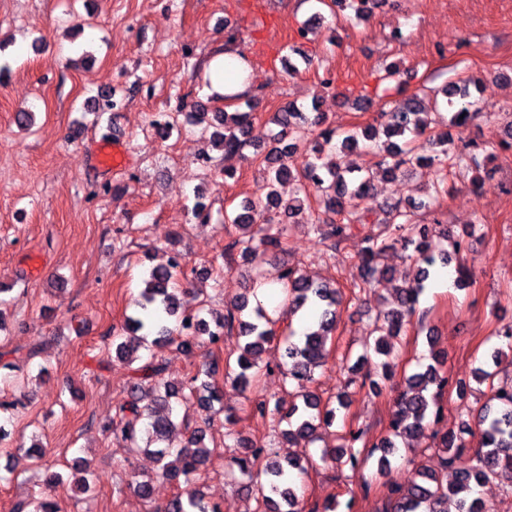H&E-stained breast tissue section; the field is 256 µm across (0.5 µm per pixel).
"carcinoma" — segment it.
I'll return each mask as SVG.
<instances>
[{
	"label": "carcinoma",
	"instance_id": "carcinoma-1",
	"mask_svg": "<svg viewBox=\"0 0 512 512\" xmlns=\"http://www.w3.org/2000/svg\"><path fill=\"white\" fill-rule=\"evenodd\" d=\"M381 2L383 0H331V5L342 10L350 7L360 17L367 11V5ZM441 93L444 100L434 101L429 113L422 110L420 99L413 95L387 111H380V121L355 129L342 138L341 153L359 148L362 139L383 152L378 171L365 174L335 159L324 160L325 146L331 143L335 130L326 126L325 113L317 111L316 105H311L309 110L291 103L278 108L270 120L277 127L273 135L276 146L263 157L267 176L260 197L232 211H224V223L238 231L224 246V252L236 251L257 268L267 252L282 251L286 246V229L273 234L270 225L282 224L294 217L311 195L315 196L323 213V219L313 225V231L331 251L337 250L357 226L370 222L383 225L379 233L363 237L357 253L362 287H371L385 278L387 269L380 261L387 251L398 244L405 249L413 248L408 259L413 263L414 274L397 288V307L375 317V331L379 333L374 346L378 372L362 381L363 389H375L380 381L392 376L394 365L390 358L394 345L391 339L400 336L411 324L419 296L431 273L448 264V255L439 248L438 239L443 235L441 222L437 219L431 224L413 222L414 211L423 204L400 201L383 210L384 218L370 220V209L364 203L370 198L374 179L378 176L394 178L424 163L433 166L437 177L427 197L428 202L434 204L448 194L449 169L464 164L479 173L493 160V155H482L469 144H454L446 131L433 137L432 155H412L408 136L421 134L433 124L461 128L472 113L482 111L467 82L447 85ZM226 99L237 102L235 111L210 112L200 105L189 114V120L218 145L223 156H242L250 147L245 134L251 124L255 96L246 91L228 95ZM300 149L309 152V162L303 171L297 172L285 159ZM286 181L299 183V194L292 202L283 201L279 191V186ZM182 276L184 262L179 253L171 254L167 263L152 268L135 299L137 315L126 317L122 333L112 335L116 357L133 368L128 383L130 399L116 408L112 423L105 429L131 448L153 455L157 462L155 476L180 488L165 512H220L218 505L205 502L194 487L213 453L206 444L205 431L196 428L191 432L188 438V444L193 446L191 452L170 444V435L176 429L174 405H195L205 413L207 422L223 412L222 392L216 383L220 371L218 360H212L190 376L187 384L175 385L164 381V365L144 357L143 352L159 345L189 349L200 342L218 349L224 343V334L236 329L243 338V345L235 361H225L226 376L247 390L253 387L260 374L262 353L277 336L275 320L261 306L253 309V321L244 319L243 314L249 307V296L256 295L257 290L265 286H276L289 312L295 313L304 307L314 309L318 328L308 330L297 340L290 336L284 341L285 375L295 384L296 401L285 409L278 402L270 405L266 398L253 399L251 411L255 419L262 421L275 413L281 415L288 424L282 431L283 439L310 445L317 440L321 425L333 424L337 413L348 411L351 405L346 393L324 401L310 389L315 381V370L324 363L327 342L336 330L343 294L334 283L309 280L299 270L287 267L271 282L255 274L247 293L216 316L206 299L194 308L182 306L175 293ZM429 359V363L421 365V370L403 378L394 398L389 433L373 444V448L381 451L380 472L391 465L389 456L398 450L397 442L410 447L411 441L423 434L430 419H439L441 398L448 389L455 390L461 398L471 391L467 383H453L447 371V353L433 350ZM146 390L153 396L154 405L150 407L139 405L138 393ZM143 419L148 420L144 430L139 428ZM365 434L363 428L349 432V444L323 449L320 461L358 471L362 459L354 442ZM467 436L478 437V447L467 448ZM235 448L237 455L232 462L239 473L264 478L259 483L261 512H318L315 508L307 511L300 505L294 486L293 473L306 474L309 459L290 458L283 463L273 460L269 449L241 435L235 438ZM435 448L427 463L415 467L413 479L391 492L382 512H447L440 505L448 501L454 503L456 512H492L474 492L492 478L512 483V386L490 388V396L473 420L461 422L455 430L437 433ZM73 469L79 491L91 492L93 479L87 462L78 459ZM449 472L452 481L446 483L444 476ZM29 506L31 512H59L57 503L47 495L18 502L14 512H24Z\"/></svg>",
	"mask_w": 512,
	"mask_h": 512
}]
</instances>
